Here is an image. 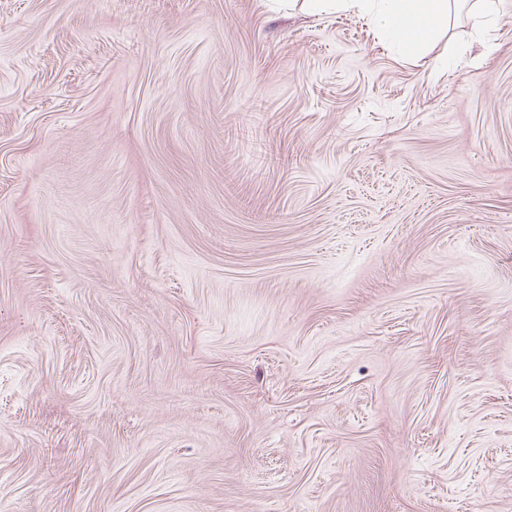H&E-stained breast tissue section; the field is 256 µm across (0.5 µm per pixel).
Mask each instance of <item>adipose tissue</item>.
<instances>
[{
	"label": "adipose tissue",
	"instance_id": "1",
	"mask_svg": "<svg viewBox=\"0 0 512 512\" xmlns=\"http://www.w3.org/2000/svg\"><path fill=\"white\" fill-rule=\"evenodd\" d=\"M470 0H311L313 7L352 10L371 16L379 34L411 50L431 46L455 2Z\"/></svg>",
	"mask_w": 512,
	"mask_h": 512
}]
</instances>
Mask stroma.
<instances>
[{
	"instance_id": "35a3bbf8",
	"label": "stroma",
	"mask_w": 512,
	"mask_h": 512,
	"mask_svg": "<svg viewBox=\"0 0 512 512\" xmlns=\"http://www.w3.org/2000/svg\"><path fill=\"white\" fill-rule=\"evenodd\" d=\"M448 24L0 0V512H512V0Z\"/></svg>"
}]
</instances>
